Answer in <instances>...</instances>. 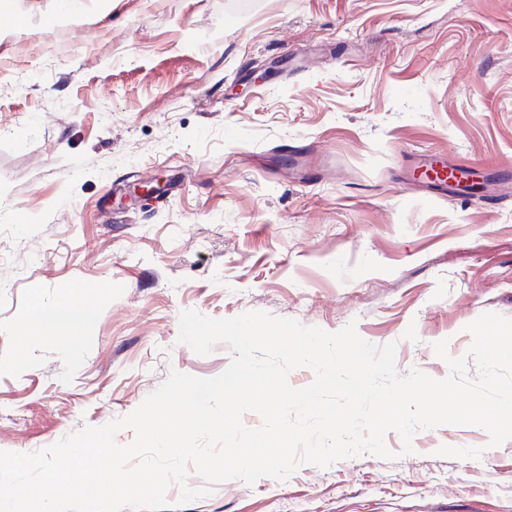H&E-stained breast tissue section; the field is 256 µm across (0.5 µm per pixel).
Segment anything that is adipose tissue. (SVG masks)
<instances>
[{
  "mask_svg": "<svg viewBox=\"0 0 512 512\" xmlns=\"http://www.w3.org/2000/svg\"><path fill=\"white\" fill-rule=\"evenodd\" d=\"M98 313V298L94 295L77 294L71 299L51 304L35 301L25 313L22 323L24 333L18 334L15 341L18 348H25L30 332L37 331L44 335L62 331L72 334L76 329L91 323Z\"/></svg>",
  "mask_w": 512,
  "mask_h": 512,
  "instance_id": "adipose-tissue-1",
  "label": "adipose tissue"
}]
</instances>
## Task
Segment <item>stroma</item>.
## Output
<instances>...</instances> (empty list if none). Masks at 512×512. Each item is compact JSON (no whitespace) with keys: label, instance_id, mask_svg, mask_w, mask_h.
Returning a JSON list of instances; mask_svg holds the SVG:
<instances>
[{"label":"stroma","instance_id":"1","mask_svg":"<svg viewBox=\"0 0 512 512\" xmlns=\"http://www.w3.org/2000/svg\"><path fill=\"white\" fill-rule=\"evenodd\" d=\"M0 0V451L134 411L177 370L221 374L179 316L264 311L450 369L512 317V184L437 194L413 156L512 172V0ZM54 22H47L49 13ZM316 149L304 177L285 147ZM175 183L140 199L139 182ZM107 289L76 336L13 341L35 300ZM238 479L167 512H512V440L443 425L414 454ZM476 446L480 459L438 455Z\"/></svg>","mask_w":512,"mask_h":512}]
</instances>
